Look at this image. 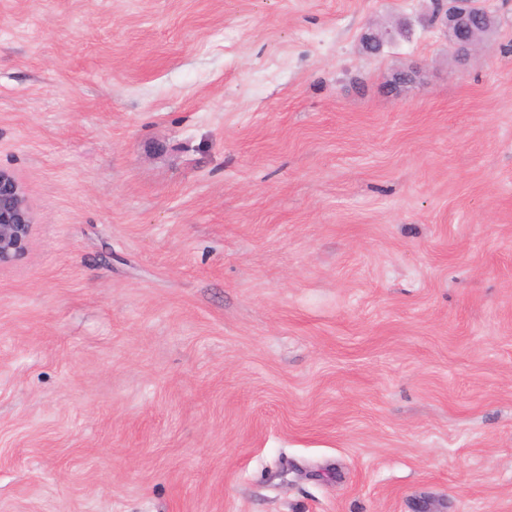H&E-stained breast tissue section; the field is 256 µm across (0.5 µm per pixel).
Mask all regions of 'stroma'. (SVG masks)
Segmentation results:
<instances>
[{"label": "stroma", "mask_w": 512, "mask_h": 512, "mask_svg": "<svg viewBox=\"0 0 512 512\" xmlns=\"http://www.w3.org/2000/svg\"><path fill=\"white\" fill-rule=\"evenodd\" d=\"M490 5L0 0V512H512ZM432 21L444 28L448 42L458 54L470 56L482 37L494 25L495 18L484 0H433ZM484 33L482 36L480 33ZM33 216L25 191L15 176L0 169V265L23 256L32 233Z\"/></svg>", "instance_id": "stroma-1"}]
</instances>
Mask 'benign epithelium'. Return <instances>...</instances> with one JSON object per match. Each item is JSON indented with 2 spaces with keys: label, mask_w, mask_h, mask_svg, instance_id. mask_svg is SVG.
Returning a JSON list of instances; mask_svg holds the SVG:
<instances>
[{
  "label": "benign epithelium",
  "mask_w": 512,
  "mask_h": 512,
  "mask_svg": "<svg viewBox=\"0 0 512 512\" xmlns=\"http://www.w3.org/2000/svg\"><path fill=\"white\" fill-rule=\"evenodd\" d=\"M432 21L444 28L448 42L459 54L475 51L494 25L495 18L486 0H434ZM390 31L372 30L362 38L367 54L380 53ZM33 216L25 191L15 176L0 169V265L23 256L32 233Z\"/></svg>",
  "instance_id": "obj_1"
}]
</instances>
